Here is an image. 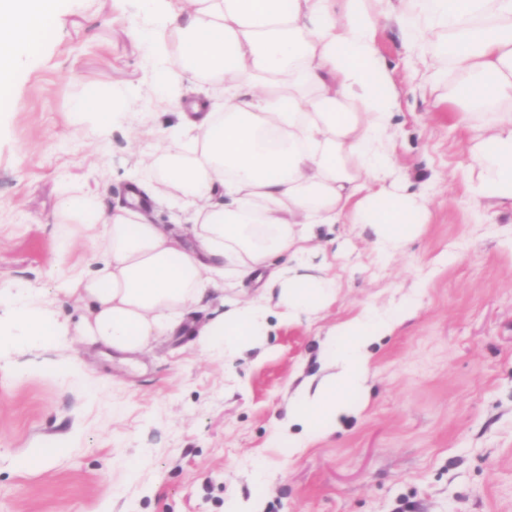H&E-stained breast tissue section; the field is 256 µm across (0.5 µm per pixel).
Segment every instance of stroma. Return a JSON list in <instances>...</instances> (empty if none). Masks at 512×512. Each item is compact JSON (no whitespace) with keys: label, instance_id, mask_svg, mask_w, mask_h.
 Returning a JSON list of instances; mask_svg holds the SVG:
<instances>
[{"label":"stroma","instance_id":"stroma-1","mask_svg":"<svg viewBox=\"0 0 512 512\" xmlns=\"http://www.w3.org/2000/svg\"><path fill=\"white\" fill-rule=\"evenodd\" d=\"M152 27L141 0H61L0 106V512H224L232 495L261 512H512V213L471 199L474 131L435 104L390 21L374 47L396 97V176L429 202L413 241L383 256L369 229L320 226L306 270L335 277V298L271 318L242 358L204 356L180 332L134 365L73 335L18 347L9 316L32 292L76 322L67 279L88 254L56 251L78 232L62 193L125 204L139 154L175 147ZM91 92L137 100L139 114L97 134L80 107ZM370 310L398 322L371 343L363 392L334 432L302 439L287 424L298 387L329 373L333 328ZM60 443L68 454H51ZM40 448L36 469H17Z\"/></svg>","mask_w":512,"mask_h":512}]
</instances>
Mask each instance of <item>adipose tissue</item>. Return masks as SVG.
Returning <instances> with one entry per match:
<instances>
[{"label": "adipose tissue", "instance_id": "obj_1", "mask_svg": "<svg viewBox=\"0 0 512 512\" xmlns=\"http://www.w3.org/2000/svg\"><path fill=\"white\" fill-rule=\"evenodd\" d=\"M60 0H0V100L20 59L52 27ZM158 15L151 46L161 103L179 108L174 151L150 155L143 192L182 216L157 224L145 208L114 207L90 193H64L60 213L81 228L93 266L73 272L78 305L68 328L39 303L13 312L23 343L77 331L118 354L141 353L173 335L190 309L247 279L264 287L197 325L195 348L237 357L267 335L269 319L316 312L334 295L327 277L298 273L321 224H361L376 246L416 237L421 199L387 185L396 158L386 146L393 103L381 88L374 49L380 19L394 20L413 47L435 39L445 56L432 73L457 80L442 102L462 122L490 114L476 131L466 179L471 196L512 211V0H150ZM178 69H169V59ZM224 83V100L182 107V85ZM393 317L363 315L335 327L333 368L302 386L291 414L304 437L331 432L364 388L371 337Z\"/></svg>", "mask_w": 512, "mask_h": 512}]
</instances>
